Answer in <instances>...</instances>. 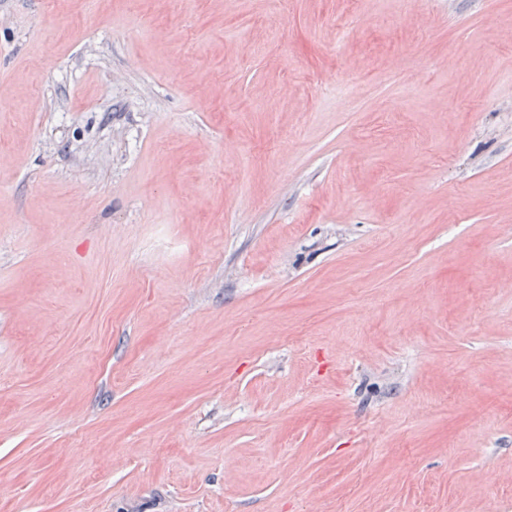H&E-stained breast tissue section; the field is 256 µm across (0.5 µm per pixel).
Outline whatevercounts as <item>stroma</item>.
<instances>
[{"label":"stroma","mask_w":512,"mask_h":512,"mask_svg":"<svg viewBox=\"0 0 512 512\" xmlns=\"http://www.w3.org/2000/svg\"><path fill=\"white\" fill-rule=\"evenodd\" d=\"M0 512H512V0H0Z\"/></svg>","instance_id":"obj_1"}]
</instances>
